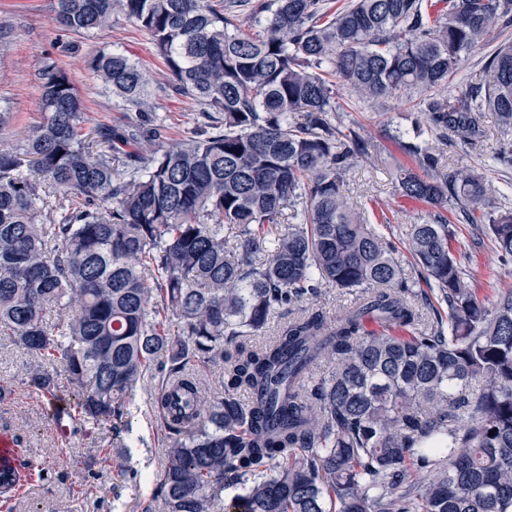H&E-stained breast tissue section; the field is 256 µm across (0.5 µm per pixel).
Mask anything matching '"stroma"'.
Instances as JSON below:
<instances>
[{
	"label": "stroma",
	"instance_id": "1",
	"mask_svg": "<svg viewBox=\"0 0 512 512\" xmlns=\"http://www.w3.org/2000/svg\"><path fill=\"white\" fill-rule=\"evenodd\" d=\"M52 0H0V28L8 31L11 50L0 55V109L12 112L8 139L20 142L43 119L38 72L46 57H53L73 82L91 123L120 127L128 114L107 93L92 63L100 53L120 52L150 72L153 79L150 102L154 114L167 124L169 143L189 136L201 120L198 107L169 90L163 60L148 36L123 18L111 28L84 34L59 29L52 20ZM341 106L340 122L363 129L373 147L368 159H355L347 177V190L354 207L364 210L372 224L383 226L396 246L394 257L405 274H412L411 257L405 247V231L421 222L425 204L399 194L391 170L406 158L384 137L388 127L410 131L420 114L414 96L405 94L379 111L371 103H355L344 85L336 87ZM487 135L478 145L464 147L430 137L435 152L453 163L485 169L499 191L512 186V167L493 165L503 145L494 117H486ZM464 245L472 249L466 262L469 280L481 296L512 288V260H503L491 241L473 245L471 225L459 227ZM33 363L9 340H0V388L9 397L0 401V434L17 433L27 444V454L44 469L45 478H32L8 501L0 500V512H143L152 507L162 512L153 498L165 466V442L160 421L151 409V381H144L131 395L130 429L113 438L109 424H98L72 414L69 433L60 436L42 409L43 398L28 384Z\"/></svg>",
	"mask_w": 512,
	"mask_h": 512
}]
</instances>
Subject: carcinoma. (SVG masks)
<instances>
[{
    "instance_id": "obj_1",
    "label": "carcinoma",
    "mask_w": 512,
    "mask_h": 512,
    "mask_svg": "<svg viewBox=\"0 0 512 512\" xmlns=\"http://www.w3.org/2000/svg\"><path fill=\"white\" fill-rule=\"evenodd\" d=\"M447 2L433 15L423 0H54L67 31L116 14L140 28L207 119L168 146L161 122L91 126L48 58L43 123L19 149L0 138V335L38 361L31 387L54 394L61 367L79 412L115 435L129 394L157 381L164 512H213L228 488V512H512V289L479 297L443 214L458 208L512 258V209L426 140L474 146L487 112L512 136V42L456 86L464 58L512 27V0ZM94 67L125 109L148 111L138 62L102 53ZM336 78L360 102L417 95L422 123L389 138L416 166L397 170L398 190L431 208L406 231L424 288L348 202L369 142L335 121ZM44 184L61 200L49 224ZM329 287L357 293L333 320L303 306ZM415 298L432 313L423 329ZM281 312L275 336L246 344ZM206 366L224 370L218 398ZM15 445L5 498L34 471Z\"/></svg>"
}]
</instances>
